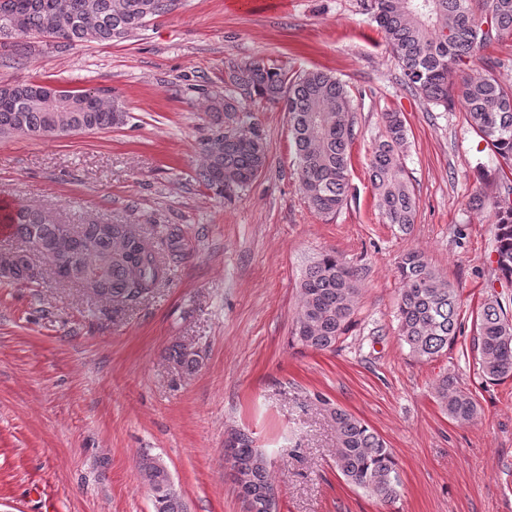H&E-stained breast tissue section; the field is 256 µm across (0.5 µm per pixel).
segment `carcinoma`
<instances>
[{"label":"carcinoma","mask_w":512,"mask_h":512,"mask_svg":"<svg viewBox=\"0 0 512 512\" xmlns=\"http://www.w3.org/2000/svg\"><path fill=\"white\" fill-rule=\"evenodd\" d=\"M178 0H0V45L28 53V38L47 34L61 46L82 42L110 43L135 35L146 24L173 11ZM384 31L393 56L403 71V83L424 101L448 108V84L453 70L465 58L490 45L503 32L512 33V0H367ZM21 12L25 27L19 33L3 28V16ZM491 21L489 34L483 23ZM225 83L232 92L215 103L224 113L202 145L197 180L230 198L251 183L268 165L262 131L253 125L233 126L240 112V98L258 97L288 112L301 189L309 205L330 217L347 203L349 195V146L353 137V105L344 86L331 74L309 70L290 74L260 62H224ZM41 82L8 86L11 95H0V138L24 134L54 139L73 133L95 131L121 124L125 113L112 101L109 91L88 95L85 90L57 88V97L40 95ZM469 122L487 146L512 173V90L492 74L464 78L456 85ZM385 132L369 157L371 184L377 206L389 224L402 229L414 223L416 196L405 177L407 129L398 112L384 113ZM478 206L489 204L496 218L497 267L512 279V179L503 176L498 195L490 201L478 197ZM3 220L27 245L13 250L10 280L33 284L39 281L28 249H35L48 263L67 248L75 257L70 282L77 284L85 272L103 275L102 290L92 297L116 305L136 303L169 279L171 268L185 257L184 231L179 224L160 230L165 254L151 237L129 224H113L104 230L97 222L61 224L48 212L20 205ZM396 274L399 289V332L409 354L430 361L456 340L460 299L419 251L400 256ZM300 303L294 320L293 341L316 351H333L346 332L360 295L359 274L333 254H325L303 275ZM476 345L483 376L490 381L512 378V316L498 299H488L476 315ZM170 358L191 369L194 354L174 345ZM435 392L448 415L460 424L477 417L472 395L456 377L444 375ZM336 426L334 464L349 484L366 491L382 507L400 496L401 479L392 449L355 415L336 407L331 410ZM225 462L247 477L257 495L273 490L267 459L255 448L253 437L242 430L225 442ZM153 497L154 512H185L180 496L163 491L170 479L167 467L147 454L139 462Z\"/></svg>","instance_id":"1"}]
</instances>
